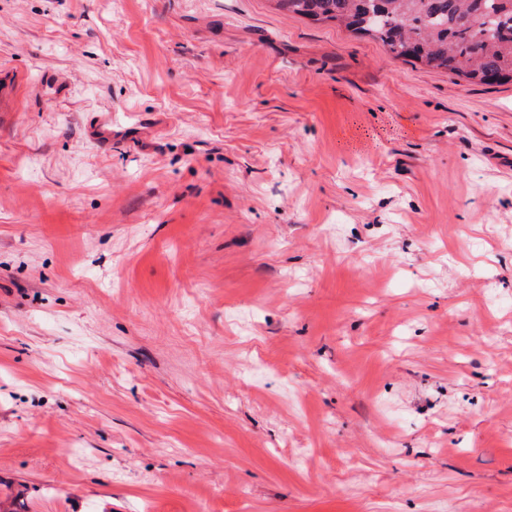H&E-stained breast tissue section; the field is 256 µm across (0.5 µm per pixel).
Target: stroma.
Returning a JSON list of instances; mask_svg holds the SVG:
<instances>
[{"label":"stroma","instance_id":"stroma-1","mask_svg":"<svg viewBox=\"0 0 512 512\" xmlns=\"http://www.w3.org/2000/svg\"><path fill=\"white\" fill-rule=\"evenodd\" d=\"M444 505L512 512V82L0 0V512Z\"/></svg>","mask_w":512,"mask_h":512}]
</instances>
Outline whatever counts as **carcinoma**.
<instances>
[{
    "label": "carcinoma",
    "instance_id": "1",
    "mask_svg": "<svg viewBox=\"0 0 512 512\" xmlns=\"http://www.w3.org/2000/svg\"><path fill=\"white\" fill-rule=\"evenodd\" d=\"M278 9L334 22L469 83L512 80V0H276Z\"/></svg>",
    "mask_w": 512,
    "mask_h": 512
}]
</instances>
